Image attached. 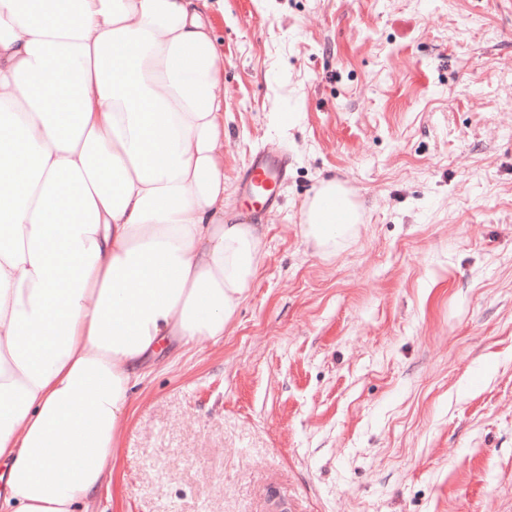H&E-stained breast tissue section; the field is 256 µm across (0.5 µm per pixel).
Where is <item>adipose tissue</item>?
Listing matches in <instances>:
<instances>
[{"instance_id":"1","label":"adipose tissue","mask_w":512,"mask_h":512,"mask_svg":"<svg viewBox=\"0 0 512 512\" xmlns=\"http://www.w3.org/2000/svg\"><path fill=\"white\" fill-rule=\"evenodd\" d=\"M208 0H0V501L78 512L131 391L223 338L266 257L224 209ZM335 255L360 214L336 180L302 208Z\"/></svg>"}]
</instances>
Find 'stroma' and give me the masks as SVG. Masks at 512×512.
Returning <instances> with one entry per match:
<instances>
[{
  "instance_id": "obj_1",
  "label": "stroma",
  "mask_w": 512,
  "mask_h": 512,
  "mask_svg": "<svg viewBox=\"0 0 512 512\" xmlns=\"http://www.w3.org/2000/svg\"><path fill=\"white\" fill-rule=\"evenodd\" d=\"M224 207L267 256L133 389L80 512H512V0H217ZM288 153L275 209L241 176ZM345 183L336 255L302 206ZM302 216L304 237L324 256L336 255L355 237L360 224L357 205L335 179L320 183L304 203Z\"/></svg>"
}]
</instances>
